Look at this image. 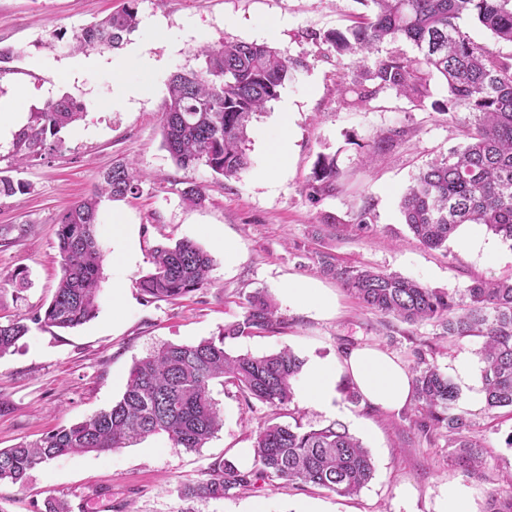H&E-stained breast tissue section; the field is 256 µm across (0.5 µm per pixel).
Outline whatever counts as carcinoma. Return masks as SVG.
<instances>
[{"instance_id": "carcinoma-1", "label": "carcinoma", "mask_w": 512, "mask_h": 512, "mask_svg": "<svg viewBox=\"0 0 512 512\" xmlns=\"http://www.w3.org/2000/svg\"><path fill=\"white\" fill-rule=\"evenodd\" d=\"M371 14L360 15L344 31L313 32L311 39L340 57L367 58L381 44L404 38L414 58L389 55L361 73L362 81L339 91L358 100L393 90L422 104L431 96L433 78L442 79L446 97L434 102L442 113L460 116L466 144L424 168L400 202L404 223L430 249L447 246L465 224H482L512 241V56L472 40L465 23L485 27L496 42L512 44V0H364ZM138 0L74 34V51L117 49L139 25ZM199 65L179 71L168 81L162 110L163 145L180 168L205 165L229 179L248 167L247 130L255 115L278 99L302 61L265 44L225 41L196 51ZM369 81L372 87L364 82ZM86 106L67 96L49 100L17 134L14 160L22 165L45 148L48 136L79 120ZM334 160L317 161L310 186L335 190ZM143 172L123 159L112 162L92 195L62 214L56 232L61 277L34 323L69 329L96 314V290L103 257L95 228L103 198H123L138 189ZM151 271L141 282L147 301L178 300L207 287L212 259L194 242L183 240L153 250ZM324 273L341 280L358 303L410 325L435 322L442 335L484 338L481 391L486 409L512 408V279L474 280L463 301L455 294L429 288L394 273L350 271L335 258H321ZM282 317L260 291L246 299L243 318L224 325L218 336L197 343L163 345L137 360L125 391L112 406L81 422L48 432L32 442L0 448V481L22 484L36 467L65 454L105 453L130 447L152 434L164 433L178 447L197 451L220 430L222 419L210 385L217 380L238 388L244 401L257 400L273 411L255 436L253 467L233 462L210 465L206 478L184 486L186 500L234 495L257 480L311 484L338 496L355 495L374 476L372 458L362 442L339 422L305 430L276 421L292 402L294 382L305 359L290 349L262 356L236 353L225 341L273 331ZM28 331L24 319L0 323V358ZM414 398L428 425L443 427L455 465L477 473L482 444L470 435L471 423L453 412L458 389L438 368L418 366ZM505 488L493 494L486 512H512V473Z\"/></svg>"}]
</instances>
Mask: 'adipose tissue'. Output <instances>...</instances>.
I'll return each instance as SVG.
<instances>
[{
    "label": "adipose tissue",
    "instance_id": "obj_1",
    "mask_svg": "<svg viewBox=\"0 0 512 512\" xmlns=\"http://www.w3.org/2000/svg\"><path fill=\"white\" fill-rule=\"evenodd\" d=\"M302 398L321 410L333 409L338 385L349 380L366 404L386 412L402 410L413 398L412 377L403 364L378 346L356 348L344 357L306 360Z\"/></svg>",
    "mask_w": 512,
    "mask_h": 512
}]
</instances>
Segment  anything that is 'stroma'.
Listing matches in <instances>:
<instances>
[{
  "mask_svg": "<svg viewBox=\"0 0 512 512\" xmlns=\"http://www.w3.org/2000/svg\"><path fill=\"white\" fill-rule=\"evenodd\" d=\"M123 0H0V48L13 58L0 74V96L34 89L24 99L31 114L62 95L85 103L73 125L48 138L47 150L23 166L13 160L14 140L0 139V176L29 184L27 193L0 197V322L31 316L47 304L61 275L56 236L61 215L87 196L117 158L137 164L145 178L135 195L102 200L98 242L103 255L94 318L73 329L30 324L13 353L0 358V448L32 441L81 421L119 400L134 362L166 344L195 343L217 336L241 319L245 299L263 290L278 305L280 329L228 341L229 349L261 356L289 347L301 357L332 359L347 350L376 345L409 369L418 360L455 377L469 364L472 383L458 389L456 413L473 424L486 464L475 475L456 469L445 431H424L416 404L383 412L350 398L339 385L341 412H327L294 397L280 422L319 428L345 424L369 450L375 474L357 495L341 497L310 485L261 481L221 500L194 501L195 512H298L316 503L322 512H435L448 481L478 488L476 512H486L492 492L512 472V411L489 416L481 390L477 337H441L437 324L407 325L361 308L343 284L320 269L322 256L350 269L373 268L417 280L427 287L463 291L478 278L512 276V243L485 227L462 226L444 250L419 244L404 223L401 197L423 168L463 142L461 128L432 103L444 99L441 79L431 99L415 104L386 90L358 101L340 93L353 84L362 63L342 59L309 40L312 32L342 29L363 7L358 0H140V23L114 50H91L90 65L58 86L54 75L73 61L62 38L116 10ZM266 44L304 65L293 71L277 100L248 129L247 169L218 179L209 168H180L163 146L161 107L171 74L196 67V50L224 41ZM143 41L161 67L148 92L128 107H113L117 82L142 78L126 45ZM290 112L291 156L276 184L266 181L264 133ZM402 131L385 155L365 162L379 136ZM335 159L334 192L308 186L320 157ZM202 187L203 206L183 201L188 185ZM130 219L125 237L113 230L112 214ZM484 245L463 250L460 238ZM189 240L213 259L207 287L176 302L147 301L140 281L159 245ZM235 247L234 260L224 255ZM26 271L29 285L11 276ZM316 282L337 300L328 314L289 307V281ZM212 396L224 419L204 448L174 447L167 435L150 436L114 452L62 455L32 470L24 485L0 481V512H38L49 497L68 502L71 512H182L181 488L204 479L208 467L252 452L255 435L271 416L259 401L244 402L233 385L213 383Z\"/></svg>",
  "mask_w": 512,
  "mask_h": 512,
  "instance_id": "obj_1",
  "label": "stroma"
}]
</instances>
